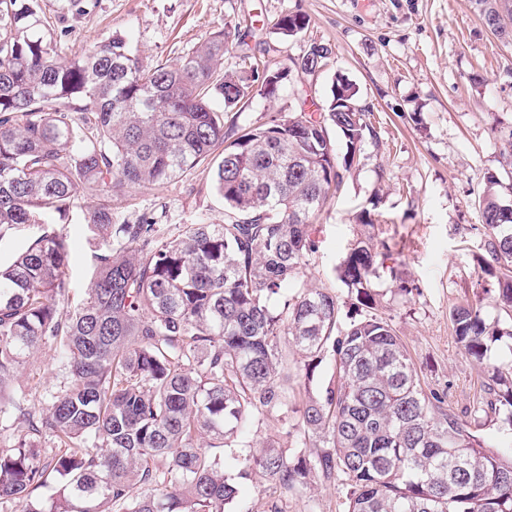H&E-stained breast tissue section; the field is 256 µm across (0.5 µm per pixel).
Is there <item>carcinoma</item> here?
I'll use <instances>...</instances> for the list:
<instances>
[{
    "mask_svg": "<svg viewBox=\"0 0 512 512\" xmlns=\"http://www.w3.org/2000/svg\"><path fill=\"white\" fill-rule=\"evenodd\" d=\"M486 24L506 33L512 0H479ZM306 28L282 16L284 38ZM251 29L218 31L182 56L154 65L120 38L87 53L61 54L38 0H0V234L38 223L43 209L69 216L77 193L130 192L190 175L206 163L224 200V223L160 233L155 218L115 221L107 201L85 208L84 223L112 245L82 302L69 303L63 234L46 231L0 264V506L15 512H225L240 481L260 474L302 492L315 477L350 482L345 512H512V447L486 442L425 390L408 349L373 313L378 257L390 246L376 224L362 229L337 267L356 294L360 318L340 321L339 301L304 280L311 226L354 164L368 124L354 86L338 77L315 109L274 115L258 126H224L255 88L271 97L288 72L261 68L254 55L222 68L229 41ZM331 55L322 44L295 59L310 74ZM336 131L345 152L330 138ZM220 155H215L217 149ZM479 207L488 235L486 266H497L495 304L512 313V184L485 176ZM292 281L296 291L282 296ZM460 350L483 366L478 403L512 439V322L482 306L450 312ZM312 381L328 360L335 380L296 402L288 353ZM57 357L62 386L35 414L10 389L42 350ZM297 414L287 448L269 440L257 454L248 428ZM46 440L52 451L40 456Z\"/></svg>",
    "mask_w": 512,
    "mask_h": 512,
    "instance_id": "1",
    "label": "carcinoma"
}]
</instances>
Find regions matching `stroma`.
<instances>
[{
	"instance_id": "stroma-1",
	"label": "stroma",
	"mask_w": 512,
	"mask_h": 512,
	"mask_svg": "<svg viewBox=\"0 0 512 512\" xmlns=\"http://www.w3.org/2000/svg\"><path fill=\"white\" fill-rule=\"evenodd\" d=\"M49 30L63 53L87 51L118 35L143 63L176 58L225 24L253 25L248 42L266 53L274 70L289 76L276 96L255 92L248 108L224 115L225 124L245 128L270 115L299 111L302 100L322 102L336 76L357 90L367 110V133L342 189L328 202L311 230L312 252L304 275L313 285L348 302L336 267L360 231V214L369 211L391 251L375 286L376 312L387 319L409 349L424 387L448 393L449 406L463 419L484 425L490 441L501 432L495 416L475 410L484 373L459 349L450 310L465 302L482 304L489 320L496 277L480 266L487 235L479 201L483 176L496 173L512 183V165L501 144L512 136V38L484 22L478 0H39ZM301 13L307 27L282 38L277 19ZM330 48L315 73L294 71L292 61L310 44ZM118 219L154 213L165 236L188 224H220L224 202L207 167L182 180L139 189L110 199ZM52 228L67 237L71 304H78L103 243L79 215L61 219L47 211L38 224L0 235V262L9 263L25 244ZM398 267L414 286L395 294L390 267ZM62 380L51 353H38L14 382L24 404L39 412ZM349 485L314 479L301 493L284 492L254 477L245 483L227 512H344Z\"/></svg>"
}]
</instances>
